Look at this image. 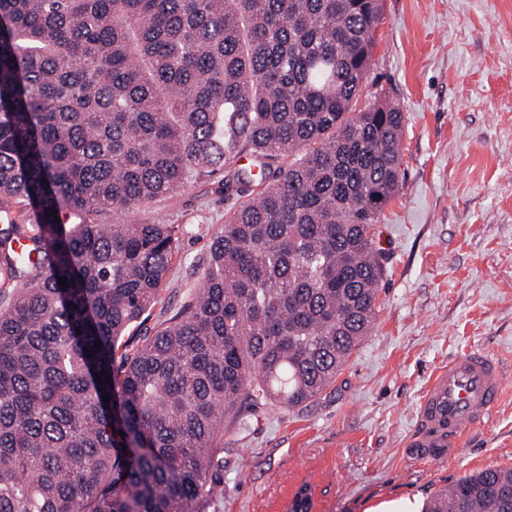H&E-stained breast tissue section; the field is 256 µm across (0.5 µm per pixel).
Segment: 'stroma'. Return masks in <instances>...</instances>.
Returning <instances> with one entry per match:
<instances>
[{
  "label": "stroma",
  "instance_id": "35a3bbf8",
  "mask_svg": "<svg viewBox=\"0 0 512 512\" xmlns=\"http://www.w3.org/2000/svg\"><path fill=\"white\" fill-rule=\"evenodd\" d=\"M359 102L387 95L404 114V179L378 226L385 274L369 336L314 402L248 407L224 424V493L207 512H285L308 481L315 512L404 502L421 512L448 483L512 468V0H383ZM223 174L124 210L128 224L182 225L149 317L128 345L175 313L202 280L224 227ZM111 211L96 223L109 224ZM487 350L504 393L488 425L445 460L412 455L418 401L450 358Z\"/></svg>",
  "mask_w": 512,
  "mask_h": 512
}]
</instances>
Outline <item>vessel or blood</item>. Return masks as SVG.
Returning <instances> with one entry per match:
<instances>
[{
    "label": "vessel or blood",
    "mask_w": 512,
    "mask_h": 512,
    "mask_svg": "<svg viewBox=\"0 0 512 512\" xmlns=\"http://www.w3.org/2000/svg\"><path fill=\"white\" fill-rule=\"evenodd\" d=\"M502 388V368L494 354L480 350L451 358L423 392L412 448L434 460L446 458L465 431L488 422Z\"/></svg>",
    "instance_id": "1"
}]
</instances>
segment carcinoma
I'll return each mask as SVG.
<instances>
[{
    "mask_svg": "<svg viewBox=\"0 0 512 512\" xmlns=\"http://www.w3.org/2000/svg\"><path fill=\"white\" fill-rule=\"evenodd\" d=\"M381 14L0 0V196L37 208L42 244L31 264L10 245L27 232L0 229V266L24 279L0 310V512H206L226 419L336 381L371 330L375 226L403 180V112L385 97L355 111ZM220 171L237 203L199 292L127 348L182 227L92 215ZM424 512H512V469L463 476Z\"/></svg>",
    "mask_w": 512,
    "mask_h": 512,
    "instance_id": "1",
    "label": "carcinoma"
}]
</instances>
